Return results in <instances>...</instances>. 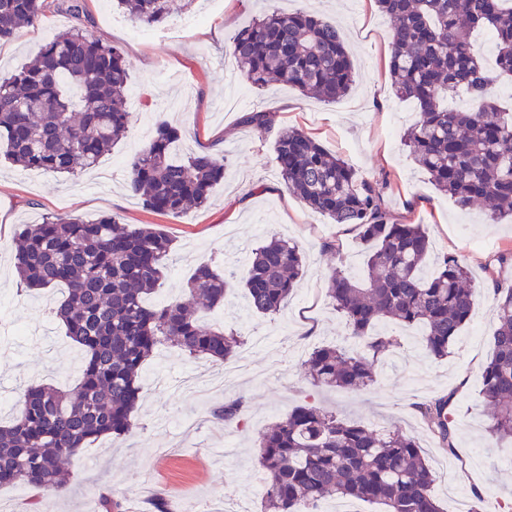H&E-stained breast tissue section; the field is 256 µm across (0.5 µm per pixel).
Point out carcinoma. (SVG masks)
<instances>
[{
    "mask_svg": "<svg viewBox=\"0 0 512 512\" xmlns=\"http://www.w3.org/2000/svg\"><path fill=\"white\" fill-rule=\"evenodd\" d=\"M393 20L389 73L395 95L412 101L417 118L404 133L409 154L432 184L467 209L484 207L492 222L512 216V117L488 95L491 82L474 31L489 28L496 71L512 77V0H376ZM47 0H0V41L37 23ZM117 6L148 26L169 15L170 0H118ZM229 53L255 88L271 80L334 102L351 88L354 64L332 22L298 10L271 11L232 37ZM129 62L113 46L73 26L43 45L39 56L0 76V145L9 161L30 169L74 175L95 168L124 138ZM464 93L467 109L448 100ZM258 137L269 132L268 112L242 117ZM178 127L160 121L132 157L128 187L149 210L183 215L207 204L224 180V161L204 152L173 155ZM278 173L312 212L352 225L369 245L367 276L331 268L328 297L344 317L352 349L320 347L307 361L317 388L365 390L392 343L382 323L420 329L426 351L449 354L474 307L475 286L456 255L437 256L426 274L432 244L421 224L394 222L381 187L387 178L358 176L343 159L298 128L274 144ZM173 240L150 224H122L112 215L93 220L49 216L22 224L14 269L25 288L63 285L56 310L66 334L85 352L74 388L47 384L18 388L19 415L0 424V487L20 485L57 493L67 483L66 461L102 435L137 428L133 413L141 372L155 349L176 346L189 356L226 362L243 345L237 332L202 326L198 314L224 305L242 285L254 312L278 313L288 302L305 256L294 242L271 234L252 252L242 276L234 269L196 266L185 298L159 307L147 296L162 284ZM497 325L493 353L482 372L486 431L499 451L512 448V287L494 288ZM448 400L420 406L428 429L444 448L454 447ZM242 402L216 411L238 423ZM264 512H318L325 499H359L384 512H442L432 492L433 473L411 437L378 434L315 403L295 407L261 436Z\"/></svg>",
    "mask_w": 512,
    "mask_h": 512,
    "instance_id": "1",
    "label": "carcinoma"
}]
</instances>
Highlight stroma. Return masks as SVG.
Returning a JSON list of instances; mask_svg holds the SVG:
<instances>
[{
    "instance_id": "stroma-1",
    "label": "stroma",
    "mask_w": 512,
    "mask_h": 512,
    "mask_svg": "<svg viewBox=\"0 0 512 512\" xmlns=\"http://www.w3.org/2000/svg\"><path fill=\"white\" fill-rule=\"evenodd\" d=\"M82 21L56 8L0 42V76L34 58L59 31L82 25L103 43L120 49L130 63L125 138L92 170L75 176L27 170L0 157V413L9 421L15 389L26 382L71 388L81 349L66 335L53 311L63 289L28 291L11 274L13 240L19 225L47 216L93 219L107 214L125 224H151L174 241L162 285L148 298L159 305L184 297L201 263L244 270L266 231L298 244L307 257L304 277L281 311L262 316L233 289L223 307L201 312L209 325L235 329L245 340L236 362L246 370L233 386L210 383L224 365L165 346L142 369V392L130 435L103 436L68 462L69 476L54 512H85L89 501L119 500L131 512H180L182 502L214 503L227 512H262L263 489L253 486L261 470L258 439L269 424L295 406L316 402L326 410L386 433L416 439L435 472L433 493L444 512H457L466 497L473 512L512 504V461L490 448L481 372L492 356L494 295L486 265L498 252L512 253V221L490 223L482 208H460L438 192L413 162L403 141L416 107L396 97L388 73L384 36L391 27L372 0H206L176 5L168 19L145 26L115 0H85ZM271 9L305 10L341 29L355 65V82L333 102L303 96L277 83L255 89L240 76L227 46L254 16ZM268 110L271 131L257 137L240 125L242 114ZM166 120L183 136L176 157L209 150L221 137L224 180L210 204L187 215L145 210L126 188L128 160ZM309 133L369 179L388 177L385 206L396 222L427 228L434 253L461 256L477 284L474 312L448 357L423 349L417 328L395 330L398 343L376 367V380L362 392L317 391L305 376L315 346L351 348L344 319L327 296L331 267L362 276L366 247L356 232L312 213L291 194L276 172L275 138L282 129ZM333 242L335 253L321 251ZM243 398L245 425L233 429L215 419L225 401ZM448 399L454 445L441 447L419 408Z\"/></svg>"
}]
</instances>
